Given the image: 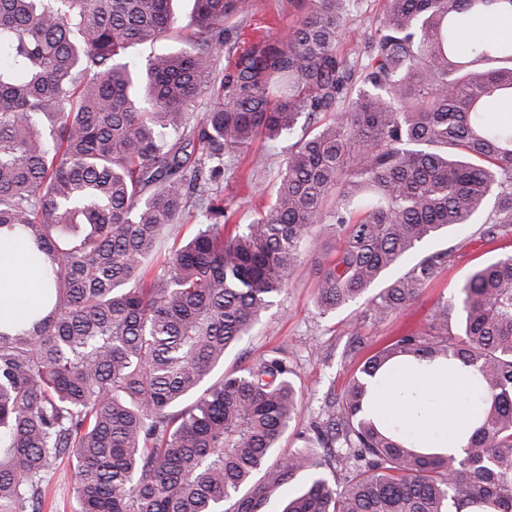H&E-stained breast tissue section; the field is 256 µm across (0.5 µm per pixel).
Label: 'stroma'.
<instances>
[{
    "label": "stroma",
    "mask_w": 512,
    "mask_h": 512,
    "mask_svg": "<svg viewBox=\"0 0 512 512\" xmlns=\"http://www.w3.org/2000/svg\"><path fill=\"white\" fill-rule=\"evenodd\" d=\"M309 0H253V13L243 22L245 31L261 27L271 37L280 36L309 9ZM386 0H360L351 9L336 44L341 55L363 48L386 14ZM288 137L257 140L250 154L242 156L224 173L223 193L230 200L231 221L250 223L255 211L268 205L275 189L277 173L288 154ZM263 166H256V158ZM474 225L467 224L431 241L428 251L444 250L448 261L420 297L405 311L388 321L353 329L351 308L323 315L316 309L312 257H303L293 272L286 292L265 313L252 336L245 338L225 358V370L241 368L275 348L288 352L296 368V385L301 403L295 420L280 443L281 451L301 447L303 434L320 411L326 395L342 396L349 380L369 352L409 329L422 328L438 300L455 293L457 287L478 266L502 253L512 252V235L490 245L473 238ZM359 331L364 347H348L351 331ZM75 471L68 461L57 463L49 475L42 512H74Z\"/></svg>",
    "instance_id": "obj_1"
}]
</instances>
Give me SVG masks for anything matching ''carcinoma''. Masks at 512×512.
Listing matches in <instances>:
<instances>
[{"mask_svg": "<svg viewBox=\"0 0 512 512\" xmlns=\"http://www.w3.org/2000/svg\"><path fill=\"white\" fill-rule=\"evenodd\" d=\"M173 2L0 0V230L28 240L50 288L48 312L0 331V512H39L63 458L75 512H264L299 475L283 512H512V253L376 349L314 448L279 451L300 398L285 350L224 372L305 251L319 310L364 300L356 328L445 266L432 252L387 277L421 245L463 224L482 242L512 232V121L495 115L512 36L482 35L512 0H388L363 60L336 52L349 0H313L241 50L252 0H193L186 17ZM298 129L270 204L228 224L224 170ZM190 210L194 235L154 261ZM398 367L477 393L448 433L464 457L378 413Z\"/></svg>", "mask_w": 512, "mask_h": 512, "instance_id": "1", "label": "carcinoma"}]
</instances>
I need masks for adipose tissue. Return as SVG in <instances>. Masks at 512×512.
Segmentation results:
<instances>
[{"mask_svg":"<svg viewBox=\"0 0 512 512\" xmlns=\"http://www.w3.org/2000/svg\"><path fill=\"white\" fill-rule=\"evenodd\" d=\"M47 283L31 256L28 242L19 236L0 233V330L25 327L34 307L44 306ZM419 383L432 389L438 399L427 415L429 430L447 431L478 408L474 392L450 377L429 373Z\"/></svg>","mask_w":512,"mask_h":512,"instance_id":"adipose-tissue-1","label":"adipose tissue"}]
</instances>
